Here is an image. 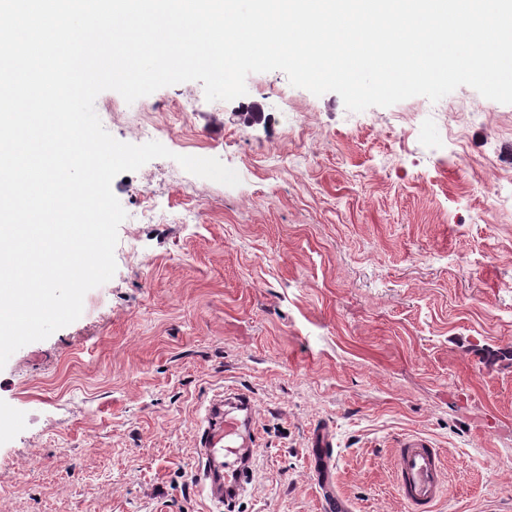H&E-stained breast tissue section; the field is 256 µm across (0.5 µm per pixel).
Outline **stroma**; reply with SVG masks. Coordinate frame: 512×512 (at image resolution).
I'll list each match as a JSON object with an SVG mask.
<instances>
[{"label":"stroma","mask_w":512,"mask_h":512,"mask_svg":"<svg viewBox=\"0 0 512 512\" xmlns=\"http://www.w3.org/2000/svg\"><path fill=\"white\" fill-rule=\"evenodd\" d=\"M246 87L97 97L114 138L146 117L173 156L115 177L114 277L0 369V512H209L197 434L227 388L257 409L235 512H322V469L348 512H408V434L442 453L436 512H512V105L462 86L354 113L278 70Z\"/></svg>","instance_id":"stroma-1"}]
</instances>
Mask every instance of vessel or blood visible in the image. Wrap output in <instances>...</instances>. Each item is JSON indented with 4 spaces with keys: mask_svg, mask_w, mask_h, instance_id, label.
I'll list each match as a JSON object with an SVG mask.
<instances>
[{
    "mask_svg": "<svg viewBox=\"0 0 512 512\" xmlns=\"http://www.w3.org/2000/svg\"><path fill=\"white\" fill-rule=\"evenodd\" d=\"M256 439L252 396L243 391L215 395L198 439L201 489L213 512H223L225 504L236 502L245 491L252 475ZM394 467L397 492L409 512H432L447 491L442 456L435 443L422 435H406L400 441Z\"/></svg>",
    "mask_w": 512,
    "mask_h": 512,
    "instance_id": "1",
    "label": "vessel or blood"
}]
</instances>
